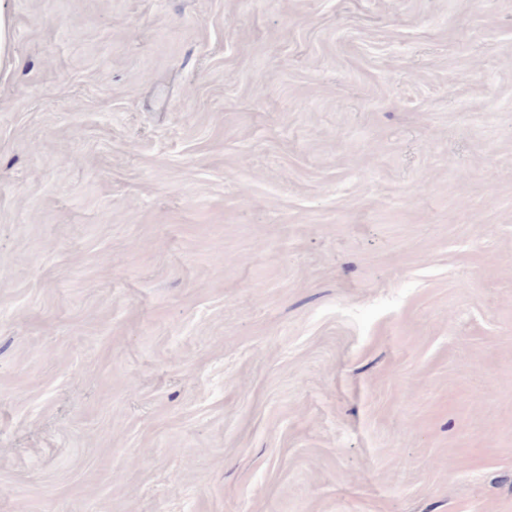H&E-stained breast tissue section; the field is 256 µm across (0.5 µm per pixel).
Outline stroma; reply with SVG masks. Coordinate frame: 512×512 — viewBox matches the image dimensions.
<instances>
[{
  "instance_id": "35a3bbf8",
  "label": "stroma",
  "mask_w": 512,
  "mask_h": 512,
  "mask_svg": "<svg viewBox=\"0 0 512 512\" xmlns=\"http://www.w3.org/2000/svg\"><path fill=\"white\" fill-rule=\"evenodd\" d=\"M0 1V512H512V0ZM12 40L11 19L0 2V69L4 63H11Z\"/></svg>"
}]
</instances>
